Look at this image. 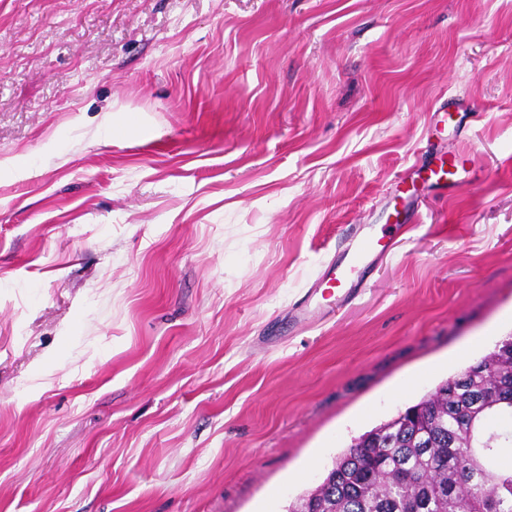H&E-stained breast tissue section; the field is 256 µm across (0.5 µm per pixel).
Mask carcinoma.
<instances>
[{
    "label": "carcinoma",
    "mask_w": 512,
    "mask_h": 512,
    "mask_svg": "<svg viewBox=\"0 0 512 512\" xmlns=\"http://www.w3.org/2000/svg\"><path fill=\"white\" fill-rule=\"evenodd\" d=\"M512 350L361 434L288 512H512ZM474 446L483 467H466Z\"/></svg>",
    "instance_id": "1"
}]
</instances>
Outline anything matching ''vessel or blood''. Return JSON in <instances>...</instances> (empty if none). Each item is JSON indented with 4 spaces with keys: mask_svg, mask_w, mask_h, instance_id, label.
Segmentation results:
<instances>
[{
    "mask_svg": "<svg viewBox=\"0 0 512 512\" xmlns=\"http://www.w3.org/2000/svg\"><path fill=\"white\" fill-rule=\"evenodd\" d=\"M389 230L375 232L372 226L357 225L336 244V253L323 264L304 295L293 305L292 319L304 324L312 319L314 302L323 296L335 297L337 304L356 300L363 286V274L370 270L379 254L391 246Z\"/></svg>",
    "mask_w": 512,
    "mask_h": 512,
    "instance_id": "obj_1",
    "label": "vessel or blood"
}]
</instances>
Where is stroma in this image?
Masks as SVG:
<instances>
[{
  "label": "stroma",
  "instance_id": "35a3bbf8",
  "mask_svg": "<svg viewBox=\"0 0 512 512\" xmlns=\"http://www.w3.org/2000/svg\"><path fill=\"white\" fill-rule=\"evenodd\" d=\"M509 335L512 0H0V512H287ZM393 224H383L381 235L374 233L373 226L359 224L336 243L335 256L323 264L317 277L304 295L293 305L292 320L305 324L315 314L316 302L324 294L335 297L336 305L349 304L356 300L363 286V274L370 270L379 254L386 253L392 237L389 230Z\"/></svg>",
  "mask_w": 512,
  "mask_h": 512
}]
</instances>
